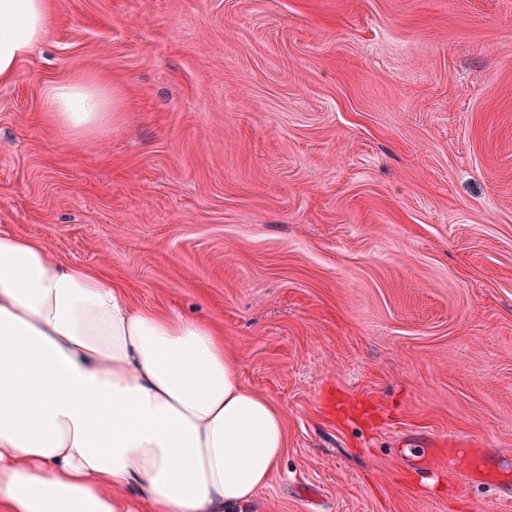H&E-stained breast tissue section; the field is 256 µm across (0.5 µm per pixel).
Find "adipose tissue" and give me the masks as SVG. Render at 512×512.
<instances>
[{
	"label": "adipose tissue",
	"mask_w": 512,
	"mask_h": 512,
	"mask_svg": "<svg viewBox=\"0 0 512 512\" xmlns=\"http://www.w3.org/2000/svg\"><path fill=\"white\" fill-rule=\"evenodd\" d=\"M50 17V0H0V82ZM45 108L81 131L106 101L73 81ZM286 448L284 413L218 329L0 235V512H246Z\"/></svg>",
	"instance_id": "obj_1"
}]
</instances>
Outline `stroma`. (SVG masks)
<instances>
[{"label": "stroma", "mask_w": 512, "mask_h": 512, "mask_svg": "<svg viewBox=\"0 0 512 512\" xmlns=\"http://www.w3.org/2000/svg\"><path fill=\"white\" fill-rule=\"evenodd\" d=\"M75 80L82 132L43 105ZM0 232L222 332L287 423L249 512H501L396 450L512 458V0H53ZM45 108L63 126L81 131L101 120L106 100L96 89L73 81L47 88Z\"/></svg>", "instance_id": "stroma-1"}]
</instances>
